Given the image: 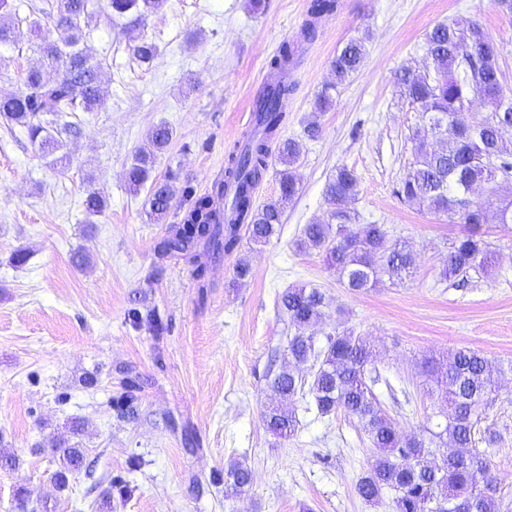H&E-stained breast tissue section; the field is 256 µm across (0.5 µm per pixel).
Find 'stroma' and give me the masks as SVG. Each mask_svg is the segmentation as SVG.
<instances>
[{
    "label": "stroma",
    "instance_id": "stroma-1",
    "mask_svg": "<svg viewBox=\"0 0 512 512\" xmlns=\"http://www.w3.org/2000/svg\"><path fill=\"white\" fill-rule=\"evenodd\" d=\"M307 4L264 0L257 11L253 0H164L144 25L123 30L107 0H94L86 43L108 96L98 111L80 113L77 136L64 137L68 165H53L22 128L0 124V453L16 459L0 466V512H394L390 496L369 503L357 493L377 450L356 418L320 417L306 395L290 402L299 419L294 438L278 440L263 427L267 372L295 333L279 309L292 286L330 299L312 332L316 347L344 329L374 344L367 377L405 432L440 421L423 384L425 360L467 347L512 362V224L482 227L489 272L440 280L450 243L467 228L396 194L419 114L395 79L406 66L428 69L426 36L436 25L470 18L502 43L501 81L512 88V12L493 0H338L306 42ZM365 34L362 68L333 91L319 137L307 139L332 58ZM137 37L157 45L152 63L135 59ZM287 42L302 46L280 133L301 145L299 191L267 245L241 241L200 287L187 260L158 257L168 223L150 217L147 190L130 192L126 170L164 123L174 135L156 176L176 170L208 192ZM30 43L24 34L0 46V94L19 91L37 64ZM342 165L358 177L350 204L358 223L385 225L391 241L411 247V276L353 293L324 254L298 248L303 227L325 217L323 190ZM90 191L108 202L92 224L83 208ZM20 249L29 253L22 266L12 261ZM77 252L87 265L73 263ZM242 258L251 274L238 284ZM133 308L156 309L163 333L133 327ZM129 380L136 412L123 417L114 404ZM495 380L476 431L496 437L479 448L500 478L504 512H512V372ZM78 418L87 421L80 440L100 483L78 472L62 489L50 442L69 437ZM236 463L251 469L252 483L228 499L224 473Z\"/></svg>",
    "mask_w": 512,
    "mask_h": 512
}]
</instances>
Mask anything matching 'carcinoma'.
<instances>
[{
	"instance_id": "1",
	"label": "carcinoma",
	"mask_w": 512,
	"mask_h": 512,
	"mask_svg": "<svg viewBox=\"0 0 512 512\" xmlns=\"http://www.w3.org/2000/svg\"><path fill=\"white\" fill-rule=\"evenodd\" d=\"M91 0H43V6L28 15L16 16L12 25L0 23V45L15 44L20 28H41L47 17L56 38L34 45L40 65L26 73L24 89L0 95V122L25 128L30 143L53 163L65 164L59 135L77 134V126L61 119L74 112H96L107 94L99 79V65L85 45L82 20L89 16ZM162 0H109L112 24L123 28L140 26L159 9ZM336 0H312L310 20L303 30L308 41L315 36L318 22L332 15ZM369 36L348 41L330 63L334 82L315 101V110L304 133L310 139L321 133L319 114L333 99L329 90L349 81L361 67ZM299 45L284 44L270 61L279 79L265 87L255 102L253 125L244 141L228 154L224 179L211 191L198 195L189 182H179L170 172L153 176L158 159L167 151L173 130L160 123L136 152L127 172L130 190L149 186L150 214L162 220L170 215L177 198L187 204L175 214L166 236L157 245L164 258L182 256L193 266L200 287H207L212 262L236 251L247 232L255 244H265L277 233L285 208L298 192L294 165L300 159L298 141L280 139L285 119V102L292 92L288 71L294 65ZM431 69L425 73L405 68L398 75L402 95L419 112L413 132L416 149L397 195L420 208L469 226V232L448 248L441 276L448 279L471 269L488 271L489 243L479 229L484 224H512V198L497 197V188L512 181V119L507 118L512 90H504L500 78L499 44L482 24L468 18L455 19L434 27L426 39ZM136 60L150 64L158 54L157 45L147 39L133 47ZM478 100L488 107L485 125L472 132L456 124L463 107ZM277 141L279 193L262 206H254V186L268 171ZM358 193V177L347 166L336 168L323 195L327 219L307 224L299 247L322 251L328 265L353 292L376 286L380 276L399 278L411 272L414 254L388 238L382 224H361L353 237L349 225L355 215L348 202ZM83 206L88 223L105 213L106 202L95 192L86 194ZM281 307L296 328L288 339L287 355L279 368L268 374L270 399L262 414L263 425L274 437L293 438L299 427L295 410L287 405L292 397L308 392L320 416L340 412L356 417L373 446L380 453L357 483V493L376 502L393 493L395 512H428L427 505L440 512H501L495 475L476 448L475 427L482 407L495 391L494 373L500 371L479 352L459 348L441 362L424 365L423 374L436 383L438 414L445 417L443 428L420 438L403 433L377 401L366 379L373 352L367 339L345 331L327 339L316 349L306 331L317 325L328 306L318 288L293 286L280 297ZM133 323L155 334L163 326L155 311H134ZM318 364L311 381L297 374V366L308 361ZM52 452L59 454L62 469L56 480L65 484L67 473L85 468L86 457L78 441L60 439ZM251 470L243 464L230 466L224 476V495H238L250 486Z\"/></svg>"
}]
</instances>
